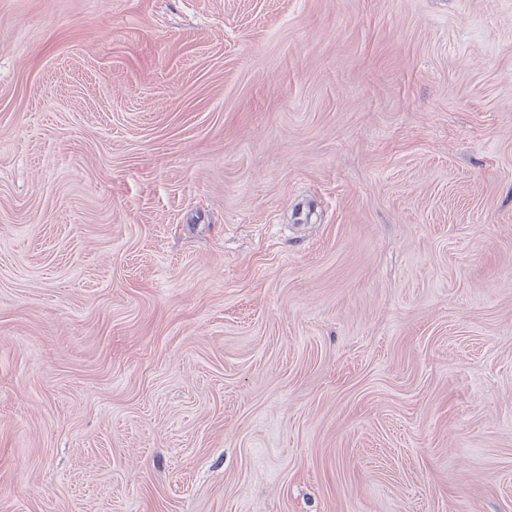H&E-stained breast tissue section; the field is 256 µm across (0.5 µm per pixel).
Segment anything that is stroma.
I'll return each instance as SVG.
<instances>
[{
  "mask_svg": "<svg viewBox=\"0 0 512 512\" xmlns=\"http://www.w3.org/2000/svg\"><path fill=\"white\" fill-rule=\"evenodd\" d=\"M0 512H512V0H0Z\"/></svg>",
  "mask_w": 512,
  "mask_h": 512,
  "instance_id": "stroma-1",
  "label": "stroma"
}]
</instances>
